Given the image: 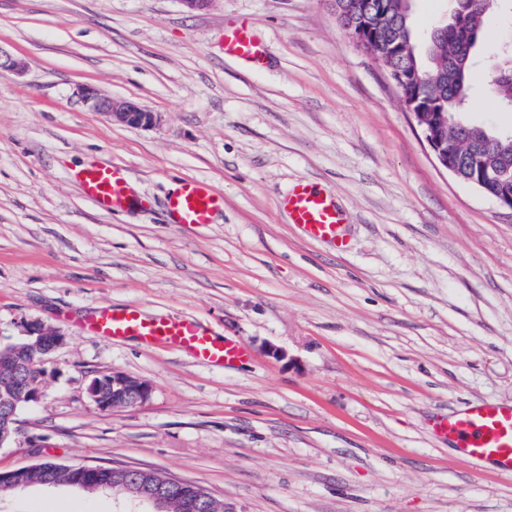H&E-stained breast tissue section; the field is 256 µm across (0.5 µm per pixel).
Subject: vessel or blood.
I'll list each match as a JSON object with an SVG mask.
<instances>
[{"instance_id":"b4317fda","label":"vessel or blood","mask_w":512,"mask_h":512,"mask_svg":"<svg viewBox=\"0 0 512 512\" xmlns=\"http://www.w3.org/2000/svg\"><path fill=\"white\" fill-rule=\"evenodd\" d=\"M224 49L228 55L255 62L264 54L260 41L245 25L225 32ZM76 178L85 195L103 211H125L138 203L120 166H90L79 171ZM220 204V197L206 183L188 179L170 196L168 211L177 224H208ZM279 205L287 212L290 223L307 238L334 245L340 251L347 249L343 215L327 193L298 180L289 186ZM90 326L107 339L134 337L148 347L171 346L212 366L229 369L250 359L242 342L217 340L193 318H149L135 305L101 308L91 318ZM432 433L456 442L464 458L490 462L500 474L512 476V404L486 401L472 405L437 418Z\"/></svg>"}]
</instances>
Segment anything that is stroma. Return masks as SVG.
I'll list each match as a JSON object with an SVG mask.
<instances>
[{"label":"stroma","mask_w":512,"mask_h":512,"mask_svg":"<svg viewBox=\"0 0 512 512\" xmlns=\"http://www.w3.org/2000/svg\"><path fill=\"white\" fill-rule=\"evenodd\" d=\"M243 23L267 47L259 63L224 51ZM510 42L499 0L480 74ZM0 46L27 63L0 72V346L33 319L66 336L1 470L155 469L229 512H512V477L429 429L512 403V212L437 164L327 0H0ZM87 85L162 121L112 124L81 101ZM114 164L140 202L107 213L74 175ZM186 179L223 198L211 223L169 216ZM299 179L344 211L346 250L279 209ZM129 304L194 317L252 358L217 368L89 328ZM114 370L149 399L97 409L89 381ZM127 508L69 487L0 493V512Z\"/></svg>","instance_id":"1"}]
</instances>
